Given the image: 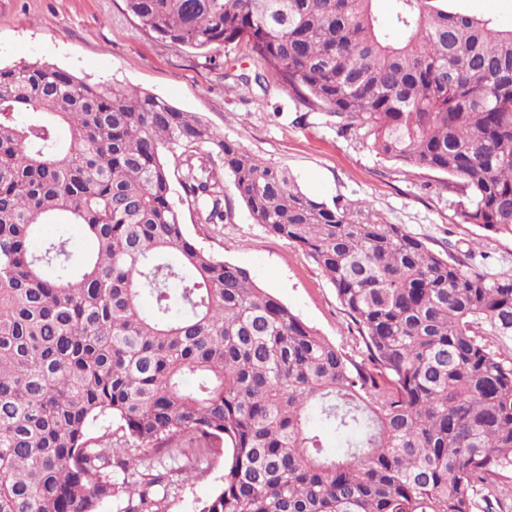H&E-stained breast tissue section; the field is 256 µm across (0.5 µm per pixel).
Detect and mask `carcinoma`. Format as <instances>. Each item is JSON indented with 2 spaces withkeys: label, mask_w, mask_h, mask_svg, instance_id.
<instances>
[{
  "label": "carcinoma",
  "mask_w": 512,
  "mask_h": 512,
  "mask_svg": "<svg viewBox=\"0 0 512 512\" xmlns=\"http://www.w3.org/2000/svg\"><path fill=\"white\" fill-rule=\"evenodd\" d=\"M141 28L197 50L245 45L267 77L404 166L448 175L456 213L512 238V29L459 0H125ZM401 37L394 40L390 30ZM182 201L222 224L224 179L253 220L328 276L358 359L249 273L185 233ZM68 233L31 242L60 217ZM153 299L140 306L142 295ZM512 272L472 270L367 206L306 194L288 172L137 89L21 60L0 68V512H154L163 474L112 443L222 445L198 512H486L512 508ZM328 422L330 454L310 427Z\"/></svg>",
  "instance_id": "cac0c4a2"
}]
</instances>
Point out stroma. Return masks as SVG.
Listing matches in <instances>:
<instances>
[{
    "label": "stroma",
    "instance_id": "35a3bbf8",
    "mask_svg": "<svg viewBox=\"0 0 512 512\" xmlns=\"http://www.w3.org/2000/svg\"><path fill=\"white\" fill-rule=\"evenodd\" d=\"M39 61L88 81L135 88L197 112L221 137L286 170L310 196L363 202L385 223L404 225L436 253L471 250V264L488 273L512 268V239L461 223L443 184L445 175L412 171L376 154L369 143L339 131L335 117L310 110L278 82L229 88L224 63L250 72L243 45L210 53L140 29L124 0H0V66ZM228 219L198 223L182 208L188 236L205 251L244 268L305 323L346 352H362L355 324L328 277L301 249L254 222L232 183L224 185ZM176 462L178 486L160 512H196L221 486L224 454L206 474L193 470L188 441Z\"/></svg>",
    "mask_w": 512,
    "mask_h": 512
}]
</instances>
